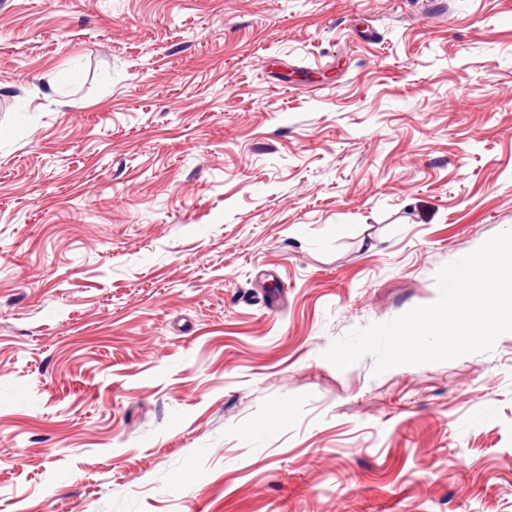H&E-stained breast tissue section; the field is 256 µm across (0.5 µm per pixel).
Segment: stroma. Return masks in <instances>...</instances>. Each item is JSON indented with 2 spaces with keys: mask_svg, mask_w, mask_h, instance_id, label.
<instances>
[{
  "mask_svg": "<svg viewBox=\"0 0 512 512\" xmlns=\"http://www.w3.org/2000/svg\"><path fill=\"white\" fill-rule=\"evenodd\" d=\"M508 229L512 0H0V512H512Z\"/></svg>",
  "mask_w": 512,
  "mask_h": 512,
  "instance_id": "stroma-1",
  "label": "stroma"
}]
</instances>
